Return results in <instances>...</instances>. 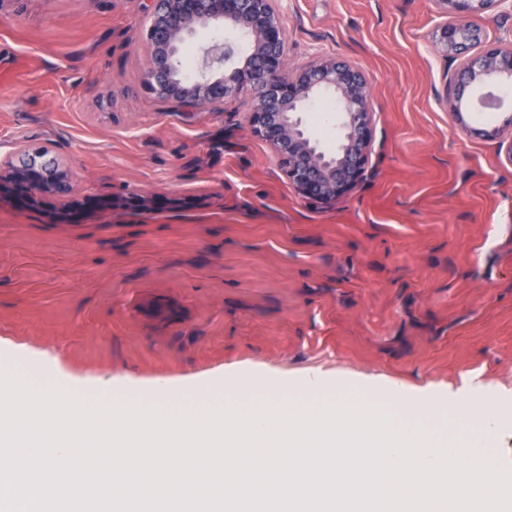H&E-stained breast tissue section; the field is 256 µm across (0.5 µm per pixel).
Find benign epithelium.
Listing matches in <instances>:
<instances>
[{"mask_svg": "<svg viewBox=\"0 0 512 512\" xmlns=\"http://www.w3.org/2000/svg\"><path fill=\"white\" fill-rule=\"evenodd\" d=\"M149 23L142 33L147 58L145 91L199 112L245 85L255 90L250 132L269 142L296 192L330 203L353 190L363 177L372 144L374 106L369 82L357 64L325 57L301 71L287 60V23L274 0H149ZM443 24L437 52L458 63L457 83L437 94L439 104L458 125L467 126L468 87L493 85L512 92V41H485L475 19L494 11L502 0H432ZM229 29L249 42L238 58L237 45H198V67L182 68L185 51L201 29ZM476 52L468 55L464 47ZM329 95L339 115L336 153L328 154L311 138L302 114ZM55 200L69 218L89 211L158 209L168 200L154 192L131 190L110 197L79 196L72 175L56 157L40 149L20 148L0 160V207L34 208Z\"/></svg>", "mask_w": 512, "mask_h": 512, "instance_id": "7a95c632", "label": "benign epithelium"}]
</instances>
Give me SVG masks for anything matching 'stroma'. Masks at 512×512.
<instances>
[{
    "mask_svg": "<svg viewBox=\"0 0 512 512\" xmlns=\"http://www.w3.org/2000/svg\"><path fill=\"white\" fill-rule=\"evenodd\" d=\"M145 0H0V158L58 155L79 194L173 201L63 219L0 208V359L148 390L242 371L412 395L512 394V165L436 100L432 0H277L289 69L336 55L369 75V160L325 204L249 131L250 92L185 113L145 93ZM304 121L336 149V108Z\"/></svg>",
    "mask_w": 512,
    "mask_h": 512,
    "instance_id": "35a3bbf8",
    "label": "stroma"
}]
</instances>
